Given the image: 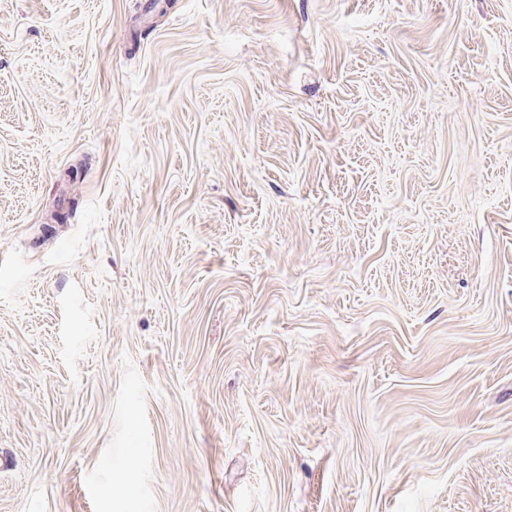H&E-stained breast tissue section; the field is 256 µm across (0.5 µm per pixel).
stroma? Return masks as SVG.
<instances>
[{"instance_id": "1", "label": "stroma", "mask_w": 512, "mask_h": 512, "mask_svg": "<svg viewBox=\"0 0 512 512\" xmlns=\"http://www.w3.org/2000/svg\"><path fill=\"white\" fill-rule=\"evenodd\" d=\"M0 0V512H512V0Z\"/></svg>"}]
</instances>
